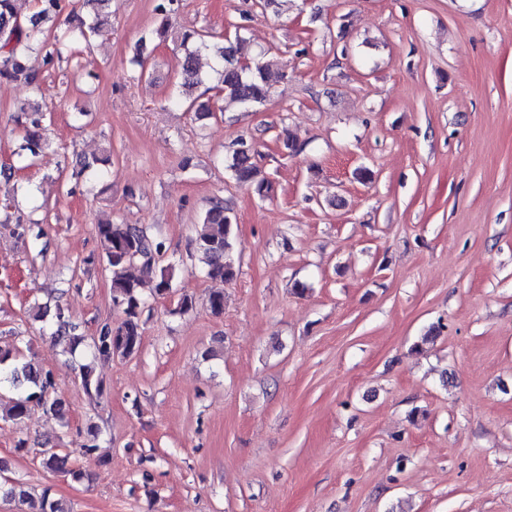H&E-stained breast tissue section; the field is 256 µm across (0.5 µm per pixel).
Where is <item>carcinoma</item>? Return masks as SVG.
<instances>
[{
  "instance_id": "1",
  "label": "carcinoma",
  "mask_w": 512,
  "mask_h": 512,
  "mask_svg": "<svg viewBox=\"0 0 512 512\" xmlns=\"http://www.w3.org/2000/svg\"><path fill=\"white\" fill-rule=\"evenodd\" d=\"M36 11L21 17L17 0H0V79L18 82L39 92L43 84V72L62 58V49L69 48L78 55V47L88 48L92 41L104 32V18L96 14L88 20L56 35L45 30V25L60 18L65 0H35ZM180 8L179 0H160L156 6L162 21L154 30L145 33L141 42L168 40L176 43L181 51L179 76L181 88L190 92L193 88L210 79L214 95H198L189 100L186 111L203 119L215 111L217 99L224 98L229 105L255 107L264 104L274 86L285 78V73L275 69L268 62L254 60L246 64L235 58L233 44L217 38L206 30L173 29L169 16ZM208 52L215 66L213 74L206 76L199 65L200 57ZM16 122L23 128L24 136L18 161L34 164L47 146L43 133L44 113L37 102H31L17 109ZM227 168L236 182L252 189L263 198L270 189V182L255 162L252 145L239 138L229 149ZM235 218L224 201L216 198L200 217L194 250L201 271L206 278L228 281L237 275ZM96 234L104 242L102 262L112 274V301L122 308L124 318L112 326L102 325L97 335L91 337L92 360H105L113 356L131 357L140 348L142 340L141 315L146 300L142 293V281L131 276L128 268L142 262L148 272H155L151 294L161 298L173 289V266L156 267L163 252V244L152 239L142 227L117 224L111 220L95 226ZM77 326L65 319L62 312L56 314V330L53 345L62 341L73 345L82 340L75 334ZM81 385L90 398L102 393V383L95 377L93 367L85 363L79 368ZM0 391L11 393L14 398L1 420L20 423L29 415L35 405L43 406L56 414H65L64 403L51 397L54 382L49 371L25 359L20 349H0ZM68 455L49 451L44 454L41 465L49 473H69L77 479L83 478L79 471L68 467ZM0 497L25 507L23 512H67L62 504L50 498L47 493L33 497L25 485L14 481L0 485Z\"/></svg>"
}]
</instances>
